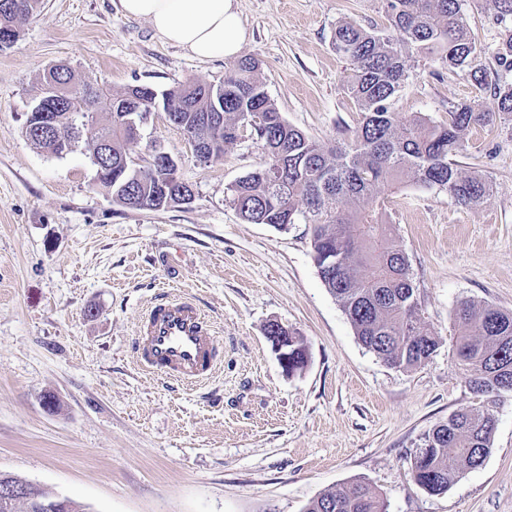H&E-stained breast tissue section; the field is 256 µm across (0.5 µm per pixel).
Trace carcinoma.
I'll return each mask as SVG.
<instances>
[{
	"mask_svg": "<svg viewBox=\"0 0 512 512\" xmlns=\"http://www.w3.org/2000/svg\"><path fill=\"white\" fill-rule=\"evenodd\" d=\"M41 0H0V30L20 36V24L39 9ZM394 33L338 25L332 37L336 53L354 65L348 90L363 115L350 142L328 147L289 125L268 96L257 59L244 55L224 75V102L214 103L209 83L187 82L155 92L140 85L110 95L109 118L94 120L99 89L80 79L66 64L40 77L36 100L57 119L55 135L38 136L26 125L24 135L36 148L63 156L56 138L70 143L111 168L96 177L112 201L128 209H161L176 204L180 186L169 174L132 163L129 145L137 140L126 126L125 107L144 112L160 102L178 114L188 139L207 150L203 162L224 159L237 141L244 114L260 112L264 122L253 135L262 143L264 161L233 186L232 203L253 224L286 230L303 220L313 226V257L319 275L349 318L365 348L388 365L425 364L439 345L424 325L410 265L387 211L389 194L404 180L448 192L458 204L477 208L491 187L480 176L451 160L471 129L497 121L512 123V83L496 84L497 111L483 112L460 103L448 121L436 123L394 109L395 98L417 55L430 56L445 69H469L481 88L476 67L480 50L472 37L461 0H387ZM500 66L512 70V27L505 28L497 52ZM218 110L219 125L203 117ZM455 357L471 389L494 398L512 393V312L492 305L461 304L454 313ZM265 333L288 336V370H303L309 359L302 337L271 321ZM493 418L482 408L458 411L426 437L411 459L416 483L432 494L448 490L461 473L483 464L489 454ZM305 512H386L380 495L366 483L328 491Z\"/></svg>",
	"mask_w": 512,
	"mask_h": 512,
	"instance_id": "1",
	"label": "carcinoma"
}]
</instances>
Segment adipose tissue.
Returning <instances> with one entry per match:
<instances>
[{"mask_svg": "<svg viewBox=\"0 0 512 512\" xmlns=\"http://www.w3.org/2000/svg\"><path fill=\"white\" fill-rule=\"evenodd\" d=\"M117 8L146 20L162 42L199 61L235 58L248 39L238 0H118Z\"/></svg>", "mask_w": 512, "mask_h": 512, "instance_id": "ef3b65f1", "label": "adipose tissue"}]
</instances>
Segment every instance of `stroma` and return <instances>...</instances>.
I'll list each match as a JSON object with an SVG mask.
<instances>
[{
  "label": "stroma",
  "instance_id": "obj_1",
  "mask_svg": "<svg viewBox=\"0 0 512 512\" xmlns=\"http://www.w3.org/2000/svg\"><path fill=\"white\" fill-rule=\"evenodd\" d=\"M239 11L242 51L259 59L288 124L329 146L347 142L362 114L347 89L353 64L332 35L343 22L387 28L385 0H239ZM463 11L487 89L421 56L398 112L443 122L465 101L496 111L491 84L512 82L496 57L503 25L489 0H463ZM57 63L113 91L216 84L228 67L162 43L113 0H42L0 50V472L85 512H305L356 481L379 492L386 512H512V394L471 392L453 327L464 302L512 311V124L473 129L453 156L491 183L480 207L411 181L389 198L421 315L439 339L425 365L400 369L358 341L319 276L310 225L250 224L232 204L231 186L264 159L250 133L206 165L154 113L131 156L145 165L160 140L194 191L191 203L158 210L113 204L85 154L31 145L27 114ZM164 292L195 298L220 338L223 357L199 385L137 364V326ZM272 320L307 346L295 375L266 338ZM476 406L495 422L489 455L445 493H428L412 457L451 414Z\"/></svg>",
  "mask_w": 512,
  "mask_h": 512
}]
</instances>
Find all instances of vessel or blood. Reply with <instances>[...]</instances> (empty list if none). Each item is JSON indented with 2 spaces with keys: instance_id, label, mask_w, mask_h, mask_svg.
I'll return each instance as SVG.
<instances>
[{
  "instance_id": "vessel-or-blood-1",
  "label": "vessel or blood",
  "mask_w": 512,
  "mask_h": 512,
  "mask_svg": "<svg viewBox=\"0 0 512 512\" xmlns=\"http://www.w3.org/2000/svg\"><path fill=\"white\" fill-rule=\"evenodd\" d=\"M138 335L140 367L180 385L202 382L218 364L214 326L189 299L158 297L144 314Z\"/></svg>"
}]
</instances>
